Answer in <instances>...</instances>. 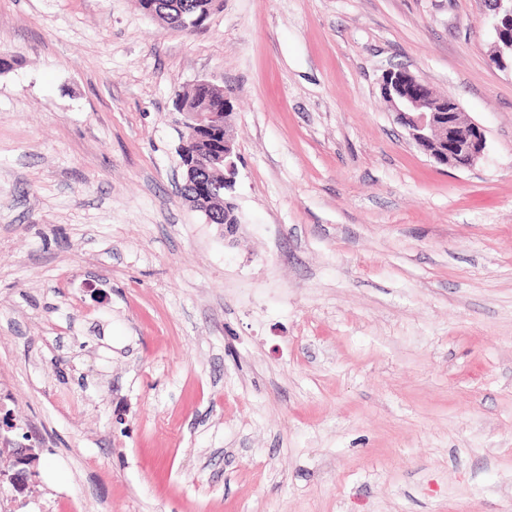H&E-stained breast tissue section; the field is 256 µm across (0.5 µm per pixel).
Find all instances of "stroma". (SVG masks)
Returning <instances> with one entry per match:
<instances>
[{
	"label": "stroma",
	"mask_w": 512,
	"mask_h": 512,
	"mask_svg": "<svg viewBox=\"0 0 512 512\" xmlns=\"http://www.w3.org/2000/svg\"><path fill=\"white\" fill-rule=\"evenodd\" d=\"M484 0H0V512H512V70ZM485 130L470 169L381 96ZM232 104L233 233L175 92ZM216 2V0H138L139 6L145 13L156 16L175 27H183V21L192 18L184 23L186 31H193L200 26L195 17L199 16L206 21ZM151 12H155L156 15ZM388 71L381 85L389 91L390 106L409 139L436 163L470 169L486 150L484 128L470 119L455 99L438 98L428 83L410 71ZM388 81H386V79ZM433 145L435 150L426 149ZM16 426L10 418L3 417L0 421V440L8 447L12 445V448H6V446L0 448V456L6 453L12 461L10 470L0 469V480H7L16 492L23 494L28 486L30 471L27 466L34 457V448L32 444L15 443L8 436L3 435L2 431L10 432Z\"/></svg>",
	"instance_id": "stroma-1"
}]
</instances>
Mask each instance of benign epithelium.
<instances>
[{"label": "benign epithelium", "instance_id": "obj_1", "mask_svg": "<svg viewBox=\"0 0 512 512\" xmlns=\"http://www.w3.org/2000/svg\"><path fill=\"white\" fill-rule=\"evenodd\" d=\"M498 51L493 57L496 65L505 68L512 62V0H492ZM381 84L389 91L390 106L396 120L406 130L409 139L421 149L432 145L427 155L435 162L458 169H470L480 161L486 150L484 128L470 119L455 99L439 98L428 83L417 75L406 71L399 75L395 71L384 74ZM226 108L222 112H195L185 106L179 107L184 115L180 151L184 152L181 165L186 167V185L211 178L212 172L224 175V190L235 188L240 154L230 129L229 98H224ZM224 204V229L231 231L237 224L235 204L216 196L197 197L194 205L212 223L214 205ZM16 428L9 418L0 419V456L8 455L11 469H0V480L8 481L16 492L22 494L28 486L30 465L34 457L31 444L13 442L3 432Z\"/></svg>", "mask_w": 512, "mask_h": 512}]
</instances>
